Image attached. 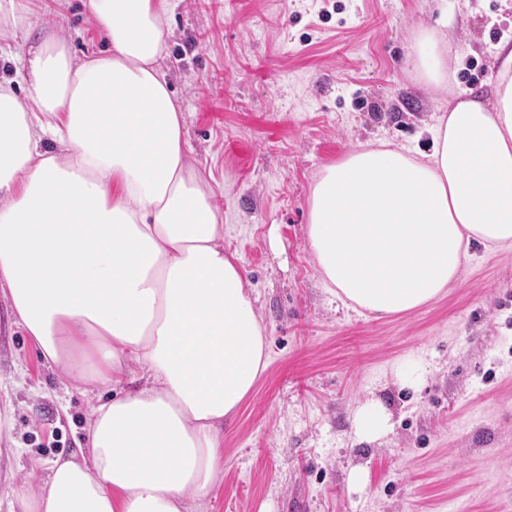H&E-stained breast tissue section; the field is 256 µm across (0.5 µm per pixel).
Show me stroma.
I'll use <instances>...</instances> for the list:
<instances>
[{"instance_id": "35a3bbf8", "label": "stroma", "mask_w": 512, "mask_h": 512, "mask_svg": "<svg viewBox=\"0 0 512 512\" xmlns=\"http://www.w3.org/2000/svg\"><path fill=\"white\" fill-rule=\"evenodd\" d=\"M445 11L451 89L408 61ZM32 21L78 58L104 47L83 0H33ZM166 29L189 161L210 177L269 354L224 424L214 494L188 512H512V249L477 248L445 295L373 318L329 293L307 242L323 165L383 142L428 150L454 91L489 96L512 0H171ZM415 358L429 369L416 390L397 378ZM95 394L0 305V512L11 485L38 487L86 447ZM372 396L393 429L367 442L352 418Z\"/></svg>"}]
</instances>
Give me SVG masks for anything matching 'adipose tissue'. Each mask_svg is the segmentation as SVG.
Returning <instances> with one entry per match:
<instances>
[{"label": "adipose tissue", "instance_id": "ef3b65f1", "mask_svg": "<svg viewBox=\"0 0 512 512\" xmlns=\"http://www.w3.org/2000/svg\"><path fill=\"white\" fill-rule=\"evenodd\" d=\"M169 0H84L107 46L76 59L54 31L0 82V297L45 361L99 389L89 446L54 460L21 512H186L211 496L233 418L268 363L224 215L187 159L169 86ZM422 34L414 71L453 76ZM489 98L454 99L430 153L361 148L319 171L308 242L328 288L377 318L445 294L471 249L512 247V44ZM353 429L374 441L389 408Z\"/></svg>", "mask_w": 512, "mask_h": 512}]
</instances>
